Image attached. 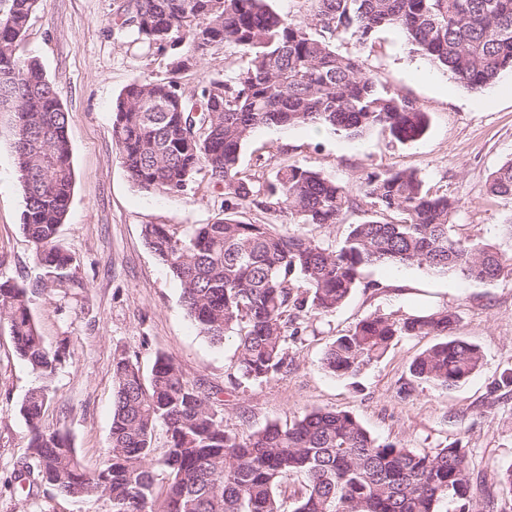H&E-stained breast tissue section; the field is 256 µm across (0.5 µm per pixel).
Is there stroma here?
<instances>
[{
    "label": "stroma",
    "instance_id": "1",
    "mask_svg": "<svg viewBox=\"0 0 512 512\" xmlns=\"http://www.w3.org/2000/svg\"><path fill=\"white\" fill-rule=\"evenodd\" d=\"M124 0H39L21 55L37 59L70 114L68 137L75 183L60 244L77 260V288H45V272L21 229L24 196L15 177L8 118L0 115V276L24 286L30 311L45 343L68 341L70 355L49 382L52 400L44 426L67 434L83 466L97 469L112 424L114 356L136 358L150 373L157 355L171 357L191 381L215 397L225 428L245 436L264 426L286 425L313 409L346 410L377 439L431 450L452 443L466 449L479 486L476 500L493 495L497 512H512V495L498 476L512 463V386H499L512 369V272L492 282L461 281L415 268L373 266L347 303L312 319L302 340L290 343L294 365L269 382L235 379V338L212 342L186 313L179 282L147 245L143 228L166 224L183 230L222 214L223 198L206 172L180 195L140 190L129 177L112 137L113 104L133 79L167 76L170 58L145 54L117 17ZM363 69L392 92L414 100L430 118L417 141L401 143L376 129L349 138L312 127L259 129L241 154V168L269 178L281 166L298 164L348 186L368 173L412 169L432 191L461 203L450 233L467 242L512 253L505 226L512 200L492 196L490 172L512 158V77L476 95L457 85L415 53L393 28L371 45L337 42ZM239 55L213 47L184 70L185 91L203 79L232 74ZM457 315L455 337L477 345L483 362L452 389L399 388L409 364L432 337L400 338L380 360L351 377L322 367L330 343L363 318L412 314L420 300ZM37 379L15 351L7 324H0V512H107L100 501H75L41 488L27 495L14 469L28 446V428L18 412Z\"/></svg>",
    "mask_w": 512,
    "mask_h": 512
}]
</instances>
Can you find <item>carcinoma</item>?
Returning <instances> with one entry per match:
<instances>
[{
	"label": "carcinoma",
	"mask_w": 512,
	"mask_h": 512,
	"mask_svg": "<svg viewBox=\"0 0 512 512\" xmlns=\"http://www.w3.org/2000/svg\"><path fill=\"white\" fill-rule=\"evenodd\" d=\"M308 22L282 16L270 0H126L121 26L146 54L164 53V78L144 75L113 106V138L132 181L142 190L179 194L205 168L223 191L224 216L180 235L147 224L144 237L181 286L189 316L220 342L236 339V367L259 383L293 366L288 340L302 338L311 318L340 308L371 266L418 268L491 282L512 259L488 244L450 234L459 200L430 193L414 170L370 173L355 189L309 168L288 164L259 182L242 174L241 149L256 129L309 126L355 138L376 128L414 141L429 116L415 101L390 93L359 60L336 50L345 37L367 45L396 28L429 64L460 86L480 92L512 74V0H313ZM38 0H0V112L12 114L14 168L25 208L22 230L50 286L81 288L76 259L58 242L75 174L69 113L41 64L17 54ZM224 45L245 64L224 78L202 81L188 96L178 74ZM489 191L512 200V159L493 170ZM401 220L353 225L339 247L305 232L324 228L362 202ZM252 205L291 215L294 229L246 223ZM0 322L39 383L19 413L28 456L14 479L28 491L46 486L74 500H102L110 512H476L465 450L403 448L373 437L348 411L315 409L282 427L246 437L224 429L211 396L174 360L156 357L149 376L131 357L112 364L116 394L109 446L101 466L85 470L69 438L42 427L51 401L48 381L66 361V346L40 336L24 287L0 277ZM455 312L435 308L404 318L370 315L337 337L323 369L345 377L384 357L399 336H433L409 366L413 384L451 389L481 367L480 348L452 337ZM167 448L154 456L153 437Z\"/></svg>",
	"instance_id": "obj_1"
}]
</instances>
